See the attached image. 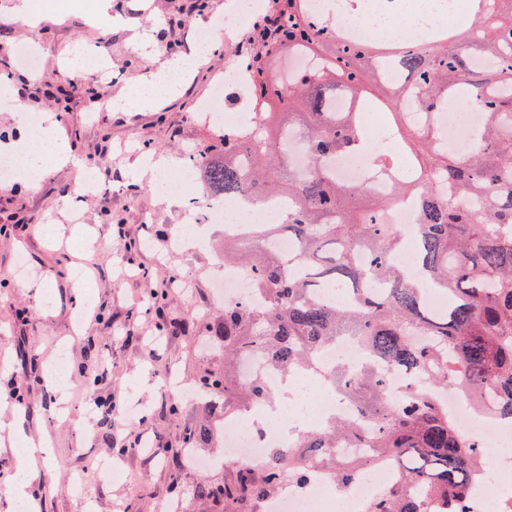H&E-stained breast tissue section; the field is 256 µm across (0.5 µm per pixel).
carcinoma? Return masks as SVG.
Returning <instances> with one entry per match:
<instances>
[{"label": "carcinoma", "instance_id": "1", "mask_svg": "<svg viewBox=\"0 0 512 512\" xmlns=\"http://www.w3.org/2000/svg\"><path fill=\"white\" fill-rule=\"evenodd\" d=\"M304 2L273 0L280 23H260L249 33L262 123L245 134L216 137V159H206V148L188 157L210 197L286 196L291 203L287 222L267 225L252 247L224 241V262L250 275L260 302L224 305V321L209 327L210 335L222 337L224 372H207L200 385L224 397L226 412L265 405L276 399L275 389L261 378L241 380L233 371L238 360L259 351L283 372L312 367L324 348L350 336L364 349L366 364L351 378L341 370L324 375H333L354 399L372 430L333 421L319 432H302L293 448L272 452L261 468L241 465L235 483L200 485L198 493L222 503L223 512H240L245 501L262 502L283 484L306 480L315 464L346 486L373 456L389 452L402 476L368 512H462L482 456L448 421L435 391L457 384L469 398L488 390L495 395L491 413L512 419V0H470L475 18L492 10L496 22L480 33L440 28L409 48L375 38L358 44L336 25L310 19ZM284 51L322 55L329 64L284 83L269 73L270 60ZM475 57L491 59L493 67L474 68ZM390 62L406 72V82H391ZM372 87L394 90L398 100L428 118L417 131L404 124L401 112L393 113L409 173L392 181L385 198L338 181L330 167L333 157L359 146L363 105L385 106ZM336 88L357 110L330 115L327 102ZM463 92L485 116L467 155L445 146L438 125L429 121L448 98ZM281 113L298 121L277 119ZM290 134L303 139L310 165L288 169L284 191L280 142ZM356 195L373 206L351 209L346 201ZM408 197L416 198L415 275L390 263L400 236L385 219L388 208ZM281 228L296 243L288 255L264 240ZM360 249L371 255L366 267L356 262ZM366 278L382 280L385 294L375 297L358 288ZM324 288H342L353 302L328 301ZM431 293L449 301L439 314L429 309ZM385 366L422 376L431 388L412 390L390 408L382 400ZM209 438L201 425L185 433L183 444L196 448ZM348 440L372 449L371 455L336 459V449Z\"/></svg>", "mask_w": 512, "mask_h": 512}]
</instances>
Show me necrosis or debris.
<instances>
[{
  "label": "necrosis or debris",
  "instance_id": "obj_1",
  "mask_svg": "<svg viewBox=\"0 0 512 512\" xmlns=\"http://www.w3.org/2000/svg\"><path fill=\"white\" fill-rule=\"evenodd\" d=\"M403 0H371L372 9L357 14L352 0H310L311 14L336 20L339 29L358 40H367L375 29L373 17L384 18L391 26L400 27V7ZM271 9L269 0H225L224 22L221 30L226 44L242 46L245 34L242 23L256 24ZM250 69L246 56L236 53L235 60L215 88L206 108L224 116L228 128L245 123L252 108ZM483 112L475 106L461 109L458 99H449L444 111L438 113L436 122L442 137L460 154L470 152L475 142L473 130L483 122ZM362 145L352 153L338 156L335 162L336 177L340 182L369 186L372 192L385 194L392 175L401 171L405 158L397 152L382 150L381 142L392 139L390 127L374 129L370 114L361 116ZM194 167H184L175 175H161L158 191L164 196H175L185 203L186 223H196L198 215H205L207 223L223 228L225 237L240 240L252 236L258 225L279 223L288 210V200L272 197L261 201L246 196L211 199L199 195ZM388 223L401 231L407 242L391 257L392 262L404 269H412L415 250V210L411 200H404L387 213ZM262 377L269 386L281 389L283 400L275 407L256 408V415L266 420L263 431H253L248 416L228 415L224 418L225 452L249 466L265 462L271 448L288 445L286 432L294 425L305 424L321 428L326 417L336 416L353 423H360L353 402L339 389L315 384L310 375L296 371L287 375L270 367L263 359L245 357L241 379ZM439 403L447 408L448 417L457 431L476 446L494 444L495 453L484 454L482 462L486 478L474 484L466 501V512H512V424L493 419L488 409V399L472 403L463 398L458 386H449L437 395ZM398 477L393 456L383 454L364 470L348 487L333 482L329 473L315 468L306 483L284 485L279 495L266 503L267 512H336L337 501H344L348 512H366L370 501L378 497Z\"/></svg>",
  "mask_w": 512,
  "mask_h": 512
}]
</instances>
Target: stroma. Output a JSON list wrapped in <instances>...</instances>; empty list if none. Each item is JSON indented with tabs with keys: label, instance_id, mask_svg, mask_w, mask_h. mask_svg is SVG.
Returning <instances> with one entry per match:
<instances>
[{
	"label": "stroma",
	"instance_id": "obj_1",
	"mask_svg": "<svg viewBox=\"0 0 512 512\" xmlns=\"http://www.w3.org/2000/svg\"><path fill=\"white\" fill-rule=\"evenodd\" d=\"M47 15L37 27L20 26L17 0H0V78H7L16 106L0 109V151L34 150L40 145L20 115L39 113L57 141L86 161L107 162L99 192H81L78 168L46 159L30 179L0 181V512H15L11 485L26 468L30 497L39 512H218L195 493L198 483L236 481L227 463L192 470L180 462L183 438L207 417L200 402L181 404L160 391L159 375L198 382L208 370L224 365V354L208 346L209 325L222 320L224 304L215 298L213 266L224 249L219 227L207 228L210 247L188 243L164 252L149 249L158 233L175 234L182 224L178 205L156 194L154 169L141 165V153L154 155L167 171L185 165L189 149L217 135L202 104L214 83L230 67L234 47L216 41L200 49L196 31L223 15L224 0H207L204 12L189 9V0H113L115 25L93 26L86 17L97 0H38ZM181 17L170 26L171 17ZM41 48L37 70L16 63L20 42ZM91 46L107 59L112 76L98 83L88 99L80 75L60 72L69 49ZM189 55L191 66L177 83L176 95H163L152 108L114 111V97L132 94L151 83L157 61L170 46ZM66 89L70 108L61 111L57 89ZM121 217L104 220L105 211ZM59 232L44 236L41 224ZM89 266L85 306L73 298L74 266ZM180 273L187 287L169 291L162 313L150 308L148 293L158 271ZM51 302H44V290ZM169 328L159 333V320ZM95 347H87V339ZM67 346L66 386L50 385L47 369L59 346ZM23 393L29 414L17 411L15 393ZM112 406L110 416L99 411ZM159 444V453L134 448V438ZM50 441L47 457L22 458L29 441ZM112 460L127 478L109 482L96 463ZM82 475L90 502L72 497L66 484Z\"/></svg>",
	"mask_w": 512,
	"mask_h": 512
}]
</instances>
